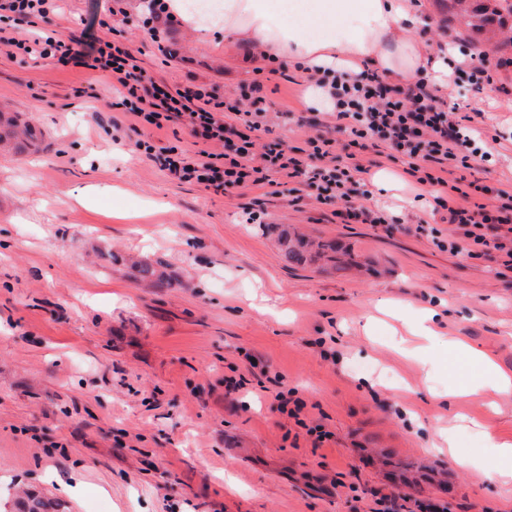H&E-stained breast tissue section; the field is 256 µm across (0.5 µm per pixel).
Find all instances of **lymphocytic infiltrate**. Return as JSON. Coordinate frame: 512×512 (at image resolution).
Listing matches in <instances>:
<instances>
[{
    "instance_id": "1",
    "label": "lymphocytic infiltrate",
    "mask_w": 512,
    "mask_h": 512,
    "mask_svg": "<svg viewBox=\"0 0 512 512\" xmlns=\"http://www.w3.org/2000/svg\"><path fill=\"white\" fill-rule=\"evenodd\" d=\"M55 9V0H0V49L25 60L100 72L110 80L118 105L137 117L139 125L160 130L186 123L206 145L196 155L168 144H134L171 174L222 192L279 178L312 190L322 204L338 205L344 223L392 225L395 216L359 205L367 195L361 182L367 168L357 161L355 151L370 140L405 159L420 183L440 187L438 204L447 208L449 223L462 232L461 241L451 242V252L495 262L501 274L512 272V246L506 243L512 232V194L466 179L464 172L477 157L482 132L436 106L425 82L392 85L375 72L354 80L333 75L330 93L347 143L339 145L319 134L302 147L276 144L258 154L255 139L269 121L258 87L234 99L219 98L202 86L173 91L146 77L131 52L112 41H93L84 51L76 36L65 41L51 30L33 37L8 27L17 19H45ZM211 143L222 145V152L208 151Z\"/></svg>"
}]
</instances>
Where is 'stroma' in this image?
<instances>
[{"label":"stroma","instance_id":"stroma-1","mask_svg":"<svg viewBox=\"0 0 512 512\" xmlns=\"http://www.w3.org/2000/svg\"><path fill=\"white\" fill-rule=\"evenodd\" d=\"M419 3L418 41L512 58V28L475 41L442 0ZM145 14L142 0H59L47 24L122 43L174 89L237 96L261 81L276 119L257 151L335 132L288 58L263 61L178 18L170 58ZM499 82L478 94L453 78L437 98L483 131L488 158L467 178L512 193V66ZM113 99L92 70L0 52V113L37 137L26 152L0 151V512L30 494L57 512H383L390 499L394 512L427 500L512 512V484L460 470L437 447L455 411L479 425L458 433L461 454L481 453L487 433L512 438V395L449 410L439 350L422 370L401 353L398 321L437 311L443 336L512 369V277L419 232L423 220L452 232L431 204L404 207L389 229L341 223L273 185L223 193L178 179L132 142L193 155L202 145L189 128H132ZM247 207L264 223H244ZM269 224L339 240L366 270L289 266ZM132 256L164 261L174 287H144ZM228 378L242 388L227 390ZM287 390L305 403L299 417L279 409ZM315 425L329 440L309 434Z\"/></svg>","mask_w":512,"mask_h":512}]
</instances>
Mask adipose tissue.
<instances>
[{
	"mask_svg": "<svg viewBox=\"0 0 512 512\" xmlns=\"http://www.w3.org/2000/svg\"><path fill=\"white\" fill-rule=\"evenodd\" d=\"M166 9L195 29H220L225 38L260 47L267 57L285 56L299 69L331 68L348 78L372 69L444 89L463 60L447 45L429 48L411 38V31L423 23L411 0H224L219 19L206 18L189 0H166ZM444 352L449 364L461 361L479 370L471 378L456 375L449 393L465 397L489 389L512 391V374L462 339H448ZM486 446L487 459L459 455L457 465L488 468L498 480L511 481L512 439L490 436Z\"/></svg>",
	"mask_w": 512,
	"mask_h": 512,
	"instance_id": "1",
	"label": "adipose tissue"
}]
</instances>
